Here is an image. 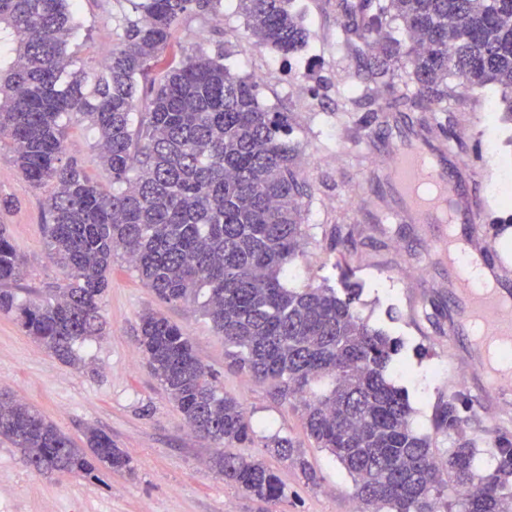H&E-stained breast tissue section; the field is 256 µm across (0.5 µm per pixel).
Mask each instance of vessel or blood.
Returning <instances> with one entry per match:
<instances>
[{
	"mask_svg": "<svg viewBox=\"0 0 512 512\" xmlns=\"http://www.w3.org/2000/svg\"><path fill=\"white\" fill-rule=\"evenodd\" d=\"M455 150L436 146L429 138L406 133L389 151L378 180L397 198L388 207L374 196L355 199L358 209L372 210L382 224H444L447 242L430 253L431 261L447 260L450 286L458 299V319L472 332L476 348L485 350L478 390L499 400L512 383V284L495 260L493 242L476 240L467 231L487 203L484 188L469 190L460 178Z\"/></svg>",
	"mask_w": 512,
	"mask_h": 512,
	"instance_id": "1",
	"label": "vessel or blood"
}]
</instances>
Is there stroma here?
<instances>
[{
	"label": "stroma",
	"mask_w": 512,
	"mask_h": 512,
	"mask_svg": "<svg viewBox=\"0 0 512 512\" xmlns=\"http://www.w3.org/2000/svg\"><path fill=\"white\" fill-rule=\"evenodd\" d=\"M294 10L309 40L287 58L256 44L245 17L229 7L211 14L190 9L174 34L173 50L186 56L223 52L225 66L250 78L271 61H280L281 78L261 84L259 100L287 113L292 139L300 146L299 174L308 186L301 202L305 248L292 283L339 292L356 283L359 313L402 343L394 376L409 391L415 427L431 435L433 450L441 457L456 437L435 433L436 405L458 394L479 399L477 390L448 368L452 354L472 371L477 362L467 335L448 329L453 304L447 265L426 264L441 227L380 224L352 204L353 197L376 194L374 175L392 144V129L406 127L407 119L400 116L388 125L351 111L352 94L375 89L361 78L362 61L373 49L347 47L336 0H296ZM131 11L130 0H75L78 29L68 49L74 70L98 68L101 51L120 43L121 17ZM500 97L495 89L452 85L443 111L432 113L431 122L453 125L450 146L487 183L489 203L481 226L497 225L496 240L507 259L512 258V121H504V109L496 104ZM368 129L377 132L369 142L363 138ZM95 140L87 124L72 123L63 157L78 160L106 187L110 178ZM0 195L12 200L11 208L0 212V222L7 224L27 261L24 287L36 291L61 281L62 271L48 259L43 236L46 190L34 188L0 155ZM419 268L423 276L413 277ZM103 309L108 331L80 348L87 362L83 370L50 356L13 317L0 314V393L22 398L75 442H82L85 426L102 429L131 457L133 472L103 470L94 477L39 473L23 463L17 448L0 439V512H356L351 478L307 437L293 402L276 396L270 384L230 368L223 337L196 303L161 300L118 258ZM148 310L179 325L224 391L242 403L255 435L238 452L264 460L279 475L286 487L281 500L255 501L213 467V448L187 427L137 345L139 317ZM275 433L293 441L310 474L265 448V437ZM467 435L479 448V466L495 464L499 436H512V404L495 417L480 416Z\"/></svg>",
	"instance_id": "35a3bbf8"
}]
</instances>
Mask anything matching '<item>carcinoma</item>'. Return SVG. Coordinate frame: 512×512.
Returning <instances> with one entry per match:
<instances>
[{
    "instance_id": "cac0c4a2",
    "label": "carcinoma",
    "mask_w": 512,
    "mask_h": 512,
    "mask_svg": "<svg viewBox=\"0 0 512 512\" xmlns=\"http://www.w3.org/2000/svg\"><path fill=\"white\" fill-rule=\"evenodd\" d=\"M221 2L136 0L108 64L88 75L68 71L73 0H0V54L4 41L9 51L0 57V145L33 187L48 191L44 238L63 272L42 294L20 297L11 285L26 277V263L0 224V313L60 362L79 365L77 348L104 335L101 299L120 256L167 303L206 290L200 309L233 348L231 366L295 401L308 438L354 481L358 512H437L443 488L457 512H512V443L478 471L470 419L446 403L434 428L458 442L436 457L431 437L413 426L408 389L392 378L399 342L360 316L357 289L286 285L302 254L299 199L307 195L288 113L263 107L258 84L224 66L221 52L166 61L190 5L209 12ZM237 2L256 43L284 56L306 46L294 0ZM344 19L348 45L368 42L382 54L368 79L390 90L392 63L407 69L409 92L352 100L368 115L409 112L413 125H427L455 79L500 88L512 117V0H352ZM154 68L161 78L139 112V81ZM74 119L95 130L110 188L78 161H62ZM139 345L188 427L216 448L224 479L259 501L284 497L273 469L235 452L253 440V427L180 327L144 312ZM0 437L40 473L133 471L101 429L85 428L81 448L15 397H0ZM265 447L306 470L290 439L275 434Z\"/></svg>"
}]
</instances>
